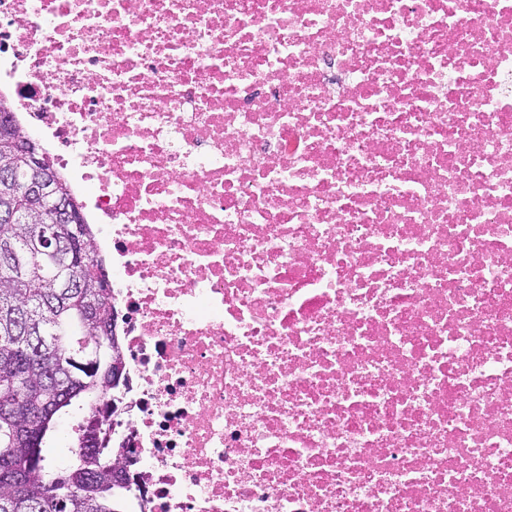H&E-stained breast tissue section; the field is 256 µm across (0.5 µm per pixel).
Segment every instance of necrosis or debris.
<instances>
[{
	"mask_svg": "<svg viewBox=\"0 0 512 512\" xmlns=\"http://www.w3.org/2000/svg\"><path fill=\"white\" fill-rule=\"evenodd\" d=\"M81 197L130 512H512V0H0Z\"/></svg>",
	"mask_w": 512,
	"mask_h": 512,
	"instance_id": "necrosis-or-debris-1",
	"label": "necrosis or debris"
}]
</instances>
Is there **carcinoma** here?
Instances as JSON below:
<instances>
[{"instance_id": "1", "label": "carcinoma", "mask_w": 512, "mask_h": 512, "mask_svg": "<svg viewBox=\"0 0 512 512\" xmlns=\"http://www.w3.org/2000/svg\"><path fill=\"white\" fill-rule=\"evenodd\" d=\"M20 133L0 96V157L4 138ZM11 163L17 180L0 182V206L27 205L34 180L72 199L52 160L38 172L21 157ZM11 244L23 275L0 261V512H127L126 489L112 484L106 417L79 423L67 467L51 466L43 453L61 416L104 404L112 390L114 308L111 290L104 302L89 279L87 262L103 265L92 227L57 224L31 208L0 221V253Z\"/></svg>"}]
</instances>
